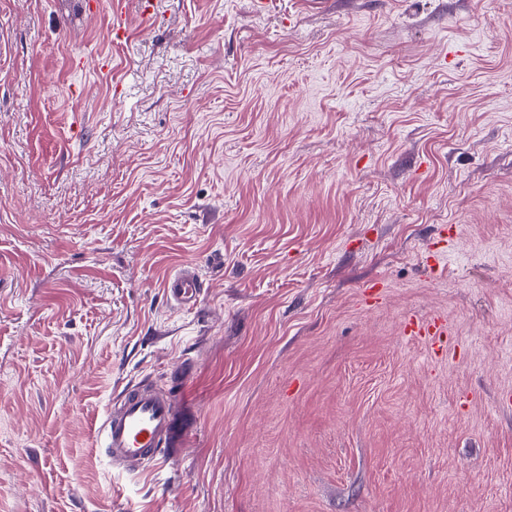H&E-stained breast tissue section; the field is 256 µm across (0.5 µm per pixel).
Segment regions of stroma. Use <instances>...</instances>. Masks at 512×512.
I'll return each mask as SVG.
<instances>
[{"label": "stroma", "mask_w": 512, "mask_h": 512, "mask_svg": "<svg viewBox=\"0 0 512 512\" xmlns=\"http://www.w3.org/2000/svg\"><path fill=\"white\" fill-rule=\"evenodd\" d=\"M153 2L0 0V512H512V0ZM169 300L177 307L191 308L200 302L204 284L202 279L189 266H183L165 285ZM407 329L412 336L428 340L433 346L439 344V348L447 342L448 327L440 317H433L426 320L411 319ZM173 425L170 396L151 388L126 385L117 403L107 408L95 432L112 471L137 476L148 467L163 466Z\"/></svg>", "instance_id": "obj_1"}]
</instances>
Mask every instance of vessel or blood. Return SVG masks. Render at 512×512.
<instances>
[{
	"label": "vessel or blood",
	"instance_id": "b4317fda",
	"mask_svg": "<svg viewBox=\"0 0 512 512\" xmlns=\"http://www.w3.org/2000/svg\"><path fill=\"white\" fill-rule=\"evenodd\" d=\"M165 288L175 306L191 308L199 303L204 284L194 268L185 266L169 277ZM408 329L411 335L434 345L444 344L448 338V327L438 317L410 321ZM172 425L170 396L128 385L117 402L109 405L95 433V445L103 449L113 471L136 476L165 464Z\"/></svg>",
	"mask_w": 512,
	"mask_h": 512
}]
</instances>
